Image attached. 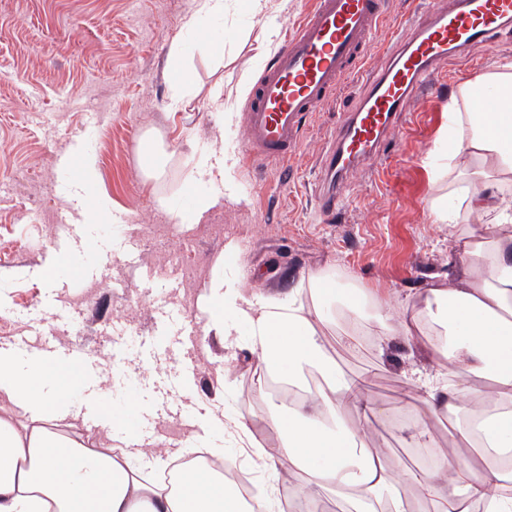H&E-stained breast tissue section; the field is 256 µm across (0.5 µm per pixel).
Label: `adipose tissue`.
I'll use <instances>...</instances> for the list:
<instances>
[{
    "mask_svg": "<svg viewBox=\"0 0 512 512\" xmlns=\"http://www.w3.org/2000/svg\"><path fill=\"white\" fill-rule=\"evenodd\" d=\"M440 148L449 161L465 163L463 192L430 200L438 224H461L467 215L489 217L498 230L487 248L458 237L455 247L464 261L465 277L438 281L427 288L425 306L437 307L435 353L447 357L456 385L444 408L456 416L458 437L478 441L482 467L456 456L437 461L416 480L420 496L434 512H512V208L500 195L503 176H512V114H503L488 131L476 113L449 112ZM310 282L326 302L341 301L359 333L391 335L392 316L361 314V291L335 287L321 274ZM251 340L260 350V369L298 384L305 372L321 376L310 390V407L279 409L269 423L281 446L269 460H288L306 475L314 493L342 497L348 512H371L373 502L389 499L392 512H406L401 481L359 439V429L344 423L327 427L324 414L335 413L342 398L362 391L359 379L344 376L322 350L314 326L297 298L278 301L257 297L243 313ZM490 376L492 387L481 390L472 381ZM73 380L72 370L34 358L26 362L0 350V398L23 404L34 424L21 431L0 417V512H239V491L222 473L203 467L169 481H148L141 472L154 461L141 452L93 448L57 429L74 410L61 402ZM452 475L441 484L437 474Z\"/></svg>",
    "mask_w": 512,
    "mask_h": 512,
    "instance_id": "adipose-tissue-1",
    "label": "adipose tissue"
}]
</instances>
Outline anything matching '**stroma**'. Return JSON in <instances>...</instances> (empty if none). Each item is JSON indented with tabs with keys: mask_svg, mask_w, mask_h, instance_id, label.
<instances>
[{
	"mask_svg": "<svg viewBox=\"0 0 512 512\" xmlns=\"http://www.w3.org/2000/svg\"><path fill=\"white\" fill-rule=\"evenodd\" d=\"M312 2L266 0L254 15L227 0L223 16L192 29L195 0H0V348L46 330L62 350H79L84 380L99 383L100 409L110 416L132 404L145 417L146 454L165 458L187 442L226 456L277 448L266 419L279 401L264 387L250 327L235 321L225 338L210 310L227 298L284 301L298 291L324 351L364 381L371 412L346 400L340 415L362 422L365 445L401 476L412 512H432L418 495L422 467L410 449L421 442L435 457L473 455L452 433L453 414L434 411L428 390L409 379L414 370H441L430 335L364 336L345 349L343 307L317 304L309 276L372 290L394 309L416 301L433 278L455 277V233L485 224L434 222L429 199L460 183L444 159L429 156L459 87L512 61V32L481 52L478 66L452 60L438 68L431 90L404 107L407 134L381 162L348 177L341 210L328 221L315 193L340 111L373 76L391 34L429 0H389L372 60L312 114L291 162L246 160L248 100L238 90L255 87ZM202 40L223 45V57L199 51ZM176 42L195 84L174 110L168 67ZM148 147L162 156L160 169L141 168ZM214 166L231 181L211 176ZM90 186L91 210L77 200ZM188 193L220 202L186 219ZM51 266L57 278L46 277ZM193 328L196 343L180 345ZM60 428L104 448L132 445L117 422L94 430L83 415Z\"/></svg>",
	"mask_w": 512,
	"mask_h": 512,
	"instance_id": "35a3bbf8",
	"label": "stroma"
}]
</instances>
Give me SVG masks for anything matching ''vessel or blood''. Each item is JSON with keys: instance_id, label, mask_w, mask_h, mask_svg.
<instances>
[{"instance_id": "obj_1", "label": "vessel or blood", "mask_w": 512, "mask_h": 512, "mask_svg": "<svg viewBox=\"0 0 512 512\" xmlns=\"http://www.w3.org/2000/svg\"><path fill=\"white\" fill-rule=\"evenodd\" d=\"M385 0H315L263 71L245 108L249 156L285 162L300 144L305 120L335 93L366 56ZM512 28V0H431L420 22L396 32L383 65L345 112L321 163L319 211L332 214L349 174L386 149L406 99L419 92L448 57H470ZM487 120L512 110V92L473 89Z\"/></svg>"}]
</instances>
